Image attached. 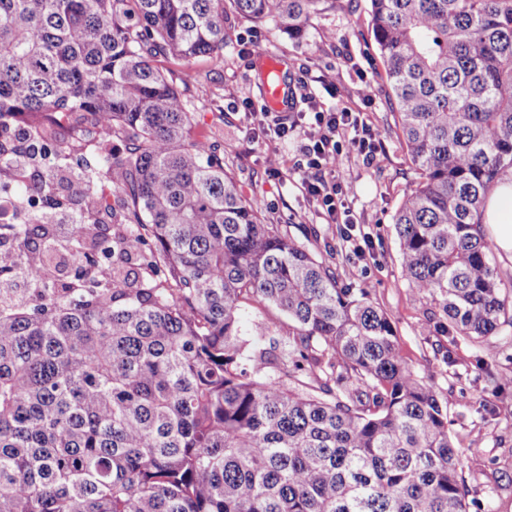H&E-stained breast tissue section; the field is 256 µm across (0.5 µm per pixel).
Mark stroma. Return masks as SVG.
I'll return each mask as SVG.
<instances>
[{
  "label": "stroma",
  "mask_w": 512,
  "mask_h": 512,
  "mask_svg": "<svg viewBox=\"0 0 512 512\" xmlns=\"http://www.w3.org/2000/svg\"><path fill=\"white\" fill-rule=\"evenodd\" d=\"M369 11L370 0H338L313 15L297 38L231 13L223 58L200 57L188 66L163 58L159 64L190 103L192 137L215 145L242 195L260 202L264 222L287 226L345 284L366 289L389 314L401 354L417 374L432 372L430 384L448 405V431L463 455L470 500L480 512H512V328L481 343L440 335L438 307L417 298L401 273L392 217L415 172L368 35ZM265 51L282 61L296 111L305 108L302 94L313 91L318 109L361 113L382 133L377 153H347L339 166L354 186L346 205L373 236L364 260L352 256L342 225L326 223L302 194L296 174L303 161L300 134L283 141L266 130L267 107L258 90ZM323 78L335 82L336 96L321 92ZM274 152L282 159L277 175L267 164Z\"/></svg>",
  "instance_id": "stroma-1"
}]
</instances>
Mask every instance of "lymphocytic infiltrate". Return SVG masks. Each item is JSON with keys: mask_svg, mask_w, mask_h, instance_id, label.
<instances>
[{"mask_svg": "<svg viewBox=\"0 0 512 512\" xmlns=\"http://www.w3.org/2000/svg\"><path fill=\"white\" fill-rule=\"evenodd\" d=\"M268 129L277 138L288 137L299 124L309 131L300 144L304 158L297 168L299 184L306 196L322 209L327 223L343 224L345 238L353 255L364 258L372 236L357 224L343 207L352 192L350 181L337 177L336 170L344 151L353 150L372 156L381 144L378 129L353 117L347 109L299 112L287 116L281 112L267 113Z\"/></svg>", "mask_w": 512, "mask_h": 512, "instance_id": "1", "label": "lymphocytic infiltrate"}]
</instances>
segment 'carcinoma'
<instances>
[{
	"mask_svg": "<svg viewBox=\"0 0 512 512\" xmlns=\"http://www.w3.org/2000/svg\"><path fill=\"white\" fill-rule=\"evenodd\" d=\"M328 2L0 0V195L34 219L0 225V512H469L388 313L263 223L154 65L223 56L229 10L298 36ZM370 33L418 174L402 275L481 342L512 327L482 229L512 167V0H371ZM88 115L122 158L82 145ZM247 305L291 321L281 352Z\"/></svg>",
	"mask_w": 512,
	"mask_h": 512,
	"instance_id": "1",
	"label": "carcinoma"
}]
</instances>
